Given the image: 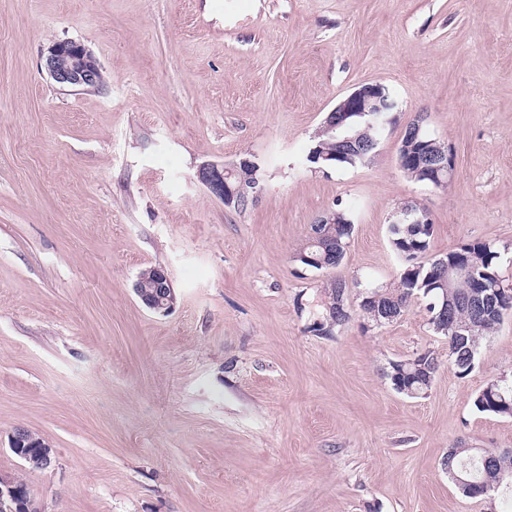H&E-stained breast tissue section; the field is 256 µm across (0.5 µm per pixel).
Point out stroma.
I'll return each mask as SVG.
<instances>
[{"mask_svg": "<svg viewBox=\"0 0 512 512\" xmlns=\"http://www.w3.org/2000/svg\"><path fill=\"white\" fill-rule=\"evenodd\" d=\"M82 43L92 90L42 56ZM398 103L367 165L306 160L357 86ZM452 146L447 187L397 164L416 113ZM255 154V203L236 211L200 165ZM425 207L430 254L485 241L512 285V0H0V473L44 512H504L449 478L451 447L511 449L512 416L477 411L512 380V317L458 376L425 301L374 328L355 282L392 286L397 204ZM354 222L334 273L294 260L313 219ZM164 267L166 314L134 292ZM350 282V320L309 332L299 304ZM441 367L411 398L391 362ZM24 426L56 462L9 449ZM44 66L51 79L62 87L83 90L97 88L102 80V68L81 43L56 41L48 47Z\"/></svg>", "mask_w": 512, "mask_h": 512, "instance_id": "stroma-1", "label": "stroma"}]
</instances>
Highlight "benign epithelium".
I'll use <instances>...</instances> for the list:
<instances>
[{
    "label": "benign epithelium",
    "instance_id": "obj_1",
    "mask_svg": "<svg viewBox=\"0 0 512 512\" xmlns=\"http://www.w3.org/2000/svg\"><path fill=\"white\" fill-rule=\"evenodd\" d=\"M44 66L51 79L62 87L95 89L102 81V68L84 45L72 41H56L48 47ZM391 94L378 83L358 86L342 99L329 113L318 133L330 132L343 125L352 112H392L397 103L389 101ZM240 163L205 164L197 172L198 181L224 201L227 207L245 200L251 202L258 197L259 181L251 186L234 180ZM134 291L141 302L154 312L165 313L176 303L169 273L164 268L156 269L153 280L135 281ZM9 448L24 465L37 471L51 468L55 463L52 446L42 437L35 436L25 427L15 428L9 436ZM0 512H42L30 490L6 475H0Z\"/></svg>",
    "mask_w": 512,
    "mask_h": 512
}]
</instances>
